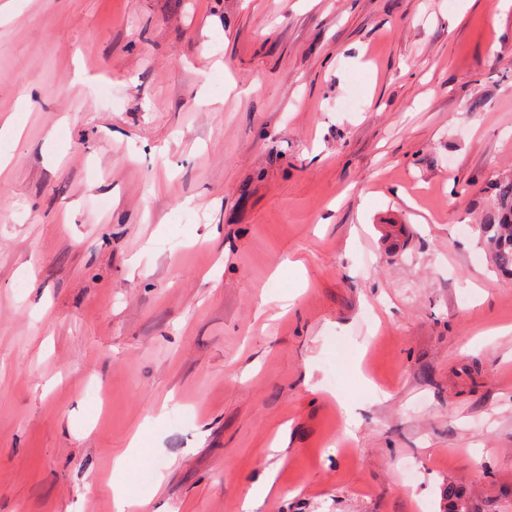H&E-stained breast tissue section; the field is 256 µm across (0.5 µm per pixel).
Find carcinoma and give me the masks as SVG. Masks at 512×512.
I'll use <instances>...</instances> for the list:
<instances>
[{
	"label": "carcinoma",
	"instance_id": "1",
	"mask_svg": "<svg viewBox=\"0 0 512 512\" xmlns=\"http://www.w3.org/2000/svg\"><path fill=\"white\" fill-rule=\"evenodd\" d=\"M495 268L512 277V173L493 184V197L475 224Z\"/></svg>",
	"mask_w": 512,
	"mask_h": 512
}]
</instances>
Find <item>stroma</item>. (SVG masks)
I'll use <instances>...</instances> for the list:
<instances>
[{
	"label": "stroma",
	"instance_id": "35a3bbf8",
	"mask_svg": "<svg viewBox=\"0 0 512 512\" xmlns=\"http://www.w3.org/2000/svg\"><path fill=\"white\" fill-rule=\"evenodd\" d=\"M4 125L0 512H512V5L13 0ZM493 193L475 228L498 272L512 277V173L494 182ZM272 490V476L268 473L264 478L255 482L243 504V512H253L259 503L266 498Z\"/></svg>",
	"mask_w": 512,
	"mask_h": 512
}]
</instances>
